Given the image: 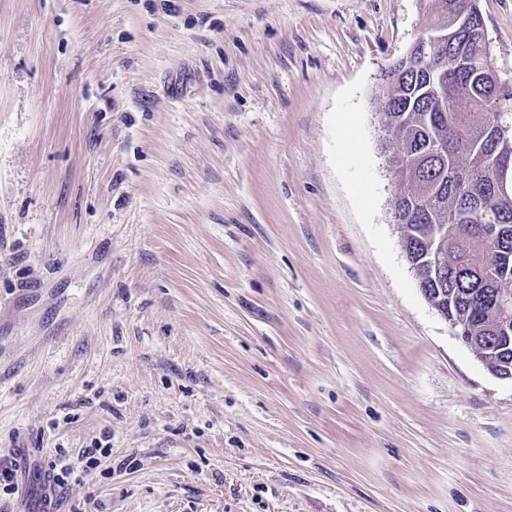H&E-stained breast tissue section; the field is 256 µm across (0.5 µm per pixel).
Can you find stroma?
Here are the masks:
<instances>
[{
	"label": "stroma",
	"mask_w": 512,
	"mask_h": 512,
	"mask_svg": "<svg viewBox=\"0 0 512 512\" xmlns=\"http://www.w3.org/2000/svg\"><path fill=\"white\" fill-rule=\"evenodd\" d=\"M512 126V0H478ZM419 0H0V512H512V381L421 295L380 75ZM109 439L50 495L39 457Z\"/></svg>",
	"instance_id": "1"
}]
</instances>
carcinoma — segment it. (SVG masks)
I'll use <instances>...</instances> for the list:
<instances>
[{"label":"carcinoma","instance_id":"carcinoma-1","mask_svg":"<svg viewBox=\"0 0 512 512\" xmlns=\"http://www.w3.org/2000/svg\"><path fill=\"white\" fill-rule=\"evenodd\" d=\"M433 16L429 29L448 25V18L470 0H423ZM483 24L476 15L462 31L448 32V45L433 57L411 66L400 64L382 78L379 113L386 120L390 139L386 148L402 151L410 165L401 173L402 188L394 194L398 204L411 211L403 225L411 257L419 263L418 277L442 305L475 337L474 349L485 351L481 338L495 335L485 310L471 306V295L505 288L512 292V187L507 194L493 190L499 169L512 167V131L498 138L487 135L500 125V113L492 105L499 99L493 81H475L457 69V59L489 51L474 30ZM446 69L445 83L434 85L428 70ZM442 142L447 154L435 156L428 145ZM448 225V247L443 267L453 280L438 278L424 263L431 248V230Z\"/></svg>","mask_w":512,"mask_h":512}]
</instances>
